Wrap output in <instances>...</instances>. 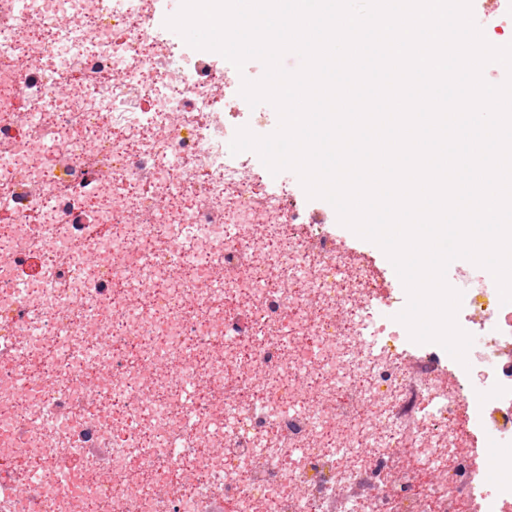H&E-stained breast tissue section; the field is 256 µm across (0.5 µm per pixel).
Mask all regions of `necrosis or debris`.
Listing matches in <instances>:
<instances>
[{"label": "necrosis or debris", "instance_id": "necrosis-or-debris-1", "mask_svg": "<svg viewBox=\"0 0 512 512\" xmlns=\"http://www.w3.org/2000/svg\"><path fill=\"white\" fill-rule=\"evenodd\" d=\"M160 2L0 0V512H512V303L467 264L493 357L411 341Z\"/></svg>", "mask_w": 512, "mask_h": 512}]
</instances>
